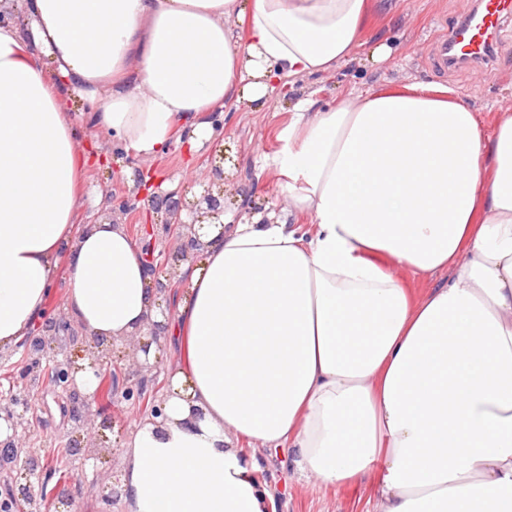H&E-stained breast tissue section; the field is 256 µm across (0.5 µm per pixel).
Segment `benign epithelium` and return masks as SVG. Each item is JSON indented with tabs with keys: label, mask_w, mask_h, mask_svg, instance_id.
I'll use <instances>...</instances> for the list:
<instances>
[{
	"label": "benign epithelium",
	"mask_w": 512,
	"mask_h": 512,
	"mask_svg": "<svg viewBox=\"0 0 512 512\" xmlns=\"http://www.w3.org/2000/svg\"><path fill=\"white\" fill-rule=\"evenodd\" d=\"M170 220L161 225L166 234H174L181 238V244L176 250L168 253L156 269L157 276L154 280V288L162 300H167L172 289L183 285V280L177 278L178 270L185 263L194 261L196 251L203 247L196 228L204 225H222L224 221V185L209 184L203 190V194L195 201L187 202L177 199L167 207ZM187 214L189 220L182 219V214ZM164 324L154 322L149 331L127 340V345L132 352L141 351L148 353L151 344L158 342ZM90 360V368L94 370L100 383L93 391L83 395L84 410L75 413L73 419L77 435L66 443V447L73 456H79L83 460H104L106 453L110 452L106 431L113 428L112 422L103 420L96 422V417L114 407V403L104 401L102 397L103 383L101 380L107 377V365L110 359V349L99 342L87 346L76 357L65 356L55 376L51 380L52 385L61 386L78 395V383L76 376L84 370V360ZM30 405V396L14 395L9 404L0 406V419L8 422L12 435L4 442L8 451L0 455V469L14 466L18 461L15 449H25V462L28 464L29 475L35 481L22 486H8L0 493V506L7 509L20 502L28 505V512H74V502L70 499L59 498L47 492L48 481L56 474V467L51 456L43 448H33L22 442V436L29 432V423L26 417Z\"/></svg>",
	"instance_id": "7a95c632"
}]
</instances>
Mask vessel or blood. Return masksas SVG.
Returning <instances> with one entry per match:
<instances>
[{
	"instance_id": "vessel-or-blood-1",
	"label": "vessel or blood",
	"mask_w": 512,
	"mask_h": 512,
	"mask_svg": "<svg viewBox=\"0 0 512 512\" xmlns=\"http://www.w3.org/2000/svg\"><path fill=\"white\" fill-rule=\"evenodd\" d=\"M512 15V0H479L477 7L454 26L441 43L439 65L489 63L499 43L501 26Z\"/></svg>"
}]
</instances>
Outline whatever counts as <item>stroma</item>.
I'll return each mask as SVG.
<instances>
[{
    "label": "stroma",
    "mask_w": 512,
    "mask_h": 512,
    "mask_svg": "<svg viewBox=\"0 0 512 512\" xmlns=\"http://www.w3.org/2000/svg\"><path fill=\"white\" fill-rule=\"evenodd\" d=\"M476 0H374L375 16L366 31L364 47L351 61L327 74L298 78H282L271 94L269 108L259 110L248 103L232 104L205 113L216 136L224 140L226 159L215 167L212 144H205L197 153H188L182 142L172 141L168 151L158 157H140L125 151L117 140L86 125L82 139L97 140L102 145V160L85 177L90 195L100 197L99 206H83V223L107 220L126 225L135 240L144 237L145 222L163 224L164 205L152 204L151 196L171 192H198V180L224 177V208L236 215H257L281 212L285 206L271 169L263 168V155L279 148L278 129L284 127L295 102L313 96L320 105L335 102L338 96L354 90L365 91L391 83L414 81L451 86L465 95L479 112L483 125H490L497 107L512 103V17L501 33L500 48L488 67L476 72L470 68L449 65L440 70L434 63L432 47L475 6ZM393 49L391 59L374 64L370 53L379 44ZM139 172L150 183L149 190H140L129 175ZM131 201L129 210H122L123 201ZM44 351L35 353L14 347L0 351V395L29 394L31 407L29 442L45 448L52 457L66 456V442L72 434V414L79 400L65 390L45 385L43 378L57 368L54 357L57 336L44 338ZM168 379L165 370H158L150 382L144 399H117L111 412L114 419L112 435L127 441L137 430V423L147 417L151 407L165 395ZM73 479L62 484L49 483L54 495L71 498L78 512H123L121 501L105 503L100 495L89 493L88 486L96 471L92 464L70 463ZM269 484L277 512H367L368 488H342L323 492L313 485L298 481L288 452L266 463L259 474Z\"/></svg>",
    "instance_id": "35a3bbf8"
}]
</instances>
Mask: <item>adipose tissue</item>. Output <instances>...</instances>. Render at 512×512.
Instances as JSON below:
<instances>
[{"label":"adipose tissue","instance_id":"ef3b65f1","mask_svg":"<svg viewBox=\"0 0 512 512\" xmlns=\"http://www.w3.org/2000/svg\"><path fill=\"white\" fill-rule=\"evenodd\" d=\"M0 19V349L28 336L58 269L89 339L163 319L124 225H79L67 98L138 156L198 113L364 44L368 0H24ZM265 156L289 220L200 229L156 359L161 416L122 448L126 512H275L242 443L289 449L300 481L369 486L372 512H512V104L482 128L441 84L300 100ZM307 218V226L297 218ZM447 282L415 296L394 265Z\"/></svg>","mask_w":512,"mask_h":512}]
</instances>
